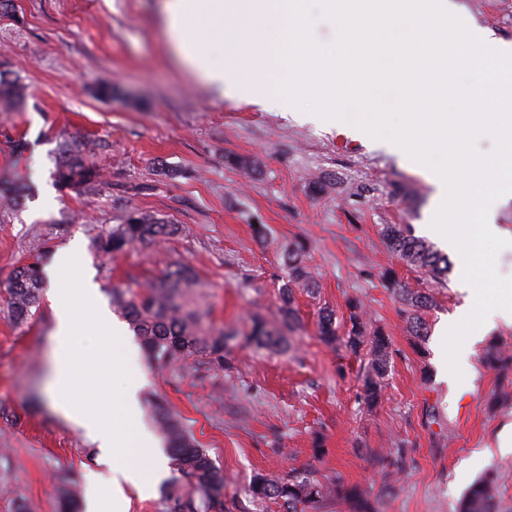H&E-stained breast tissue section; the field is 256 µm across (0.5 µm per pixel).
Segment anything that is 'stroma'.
<instances>
[{
  "mask_svg": "<svg viewBox=\"0 0 512 512\" xmlns=\"http://www.w3.org/2000/svg\"><path fill=\"white\" fill-rule=\"evenodd\" d=\"M478 26L512 42V0H458ZM0 70L20 76L28 97L0 111V180L31 179L37 193L17 210L0 211V289L32 262L35 241L57 252L72 239L90 243L98 226L136 209L183 225L182 236L140 246L109 264L87 262L99 287L155 277L171 263L196 270L215 326L247 330L253 315L279 324L283 254L303 243L318 285L296 290L298 319L288 351L235 348L228 370L192 367L161 372L145 353L112 373L113 387L138 377L136 421L102 401L91 379L77 399L120 436L153 427L149 403L160 397L223 472L243 512L258 509L243 489L257 472L283 476L313 466L318 478L340 477L362 490L376 512H456L478 478L494 475L496 512H512V453L499 450L512 429V408H491L492 393H512V371L484 363L489 345L512 355V325L477 343L473 372L443 376L452 347L438 334L463 302V269L434 283L385 243L381 228L427 223L433 187L386 138L351 127L302 121L283 105L262 107L217 97L172 53L160 0H14L0 14ZM114 97L98 95L99 82ZM28 149L17 153L14 140ZM90 150L103 178L76 195L53 188L59 147ZM258 160L253 174L235 158ZM393 271L432 293L428 336L416 342L400 304L381 285ZM363 300L370 325L392 341V364L380 401L362 398L366 353L324 344L321 309L348 327L350 298ZM54 317L49 299L27 325L13 324L0 304V512H61L60 492L84 497L101 471L99 452L54 407L50 393ZM322 452H315V442Z\"/></svg>",
  "mask_w": 512,
  "mask_h": 512,
  "instance_id": "35a3bbf8",
  "label": "stroma"
}]
</instances>
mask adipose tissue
I'll list each match as a JSON object with an SVG mask.
<instances>
[{
	"mask_svg": "<svg viewBox=\"0 0 512 512\" xmlns=\"http://www.w3.org/2000/svg\"><path fill=\"white\" fill-rule=\"evenodd\" d=\"M54 267L73 270L80 280L76 288L53 280L49 292L55 318L56 351L51 375L54 406L64 418L97 443L103 458H113L117 456L121 442L99 414L89 411L77 401L76 378L79 373L85 372L101 383H108L115 362L134 357L136 350L129 344L120 349L100 346L82 350L74 346V337L85 329H105L120 338L124 337L125 329L103 305L98 288L84 265L80 242H71L61 249L55 257ZM476 313L480 314L482 330L486 333L499 323H511L512 290H505L503 302L497 305L481 309L472 303L463 307L455 318L442 325V335L457 336L461 324ZM131 456V463L113 467L110 477L94 473L89 475L84 512H120L125 500L124 485L131 484L141 489L151 479L162 475L165 461L154 436L147 430L139 431Z\"/></svg>",
	"mask_w": 512,
	"mask_h": 512,
	"instance_id": "1",
	"label": "adipose tissue"
}]
</instances>
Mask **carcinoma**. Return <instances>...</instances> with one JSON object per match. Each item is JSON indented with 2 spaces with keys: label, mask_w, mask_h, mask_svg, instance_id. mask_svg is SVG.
<instances>
[{
  "label": "carcinoma",
  "mask_w": 512,
  "mask_h": 512,
  "mask_svg": "<svg viewBox=\"0 0 512 512\" xmlns=\"http://www.w3.org/2000/svg\"><path fill=\"white\" fill-rule=\"evenodd\" d=\"M28 96L27 85L21 78L10 77L0 70V108L15 110ZM60 190L81 194L101 180V170L86 149L64 144L53 173ZM180 224L139 210H128L118 224H107L93 238V249L99 260L110 259L137 245L150 244L162 238L183 234ZM382 236L393 251L410 266L436 283L448 275L449 259L444 254L414 236L407 224H385ZM305 247L295 243L284 253L286 281L280 288L282 328L276 329L264 318L251 319L249 330L217 329L209 322V310L200 302L199 280L194 268L178 263L144 285L112 286V304L127 320L134 335L152 363L160 368L178 362L192 361L198 371H224L230 368V342L237 339L259 349L286 351L288 337L284 329L294 321V290L315 291V281L304 260ZM383 286L406 307L407 326L418 340L427 336L423 313L432 309L430 294L398 281L390 271L382 274ZM44 278L39 262L19 267L5 288L4 301L13 320L23 325L39 311ZM351 327L347 335L338 334L333 312L321 311L318 336L327 345L342 343L353 353L368 349L370 365L363 384V399L368 404L378 402L382 395L381 381L388 373L391 338L380 328L371 330L364 319L360 299L348 302ZM485 363L498 370L512 365V355L505 356L492 345L484 356ZM151 414L166 442L172 470L178 474L165 489L168 512H201L217 509L234 512L236 504L223 500L224 473L208 452L198 447L180 420L161 399L151 403ZM247 494L257 505L272 502L278 512H324L325 505L344 501L351 512H374L371 500L358 488L342 479L320 480L308 467L294 469L285 477L263 473L252 476ZM497 485L487 476L475 482L457 505L456 512H494Z\"/></svg>",
  "instance_id": "1"
}]
</instances>
